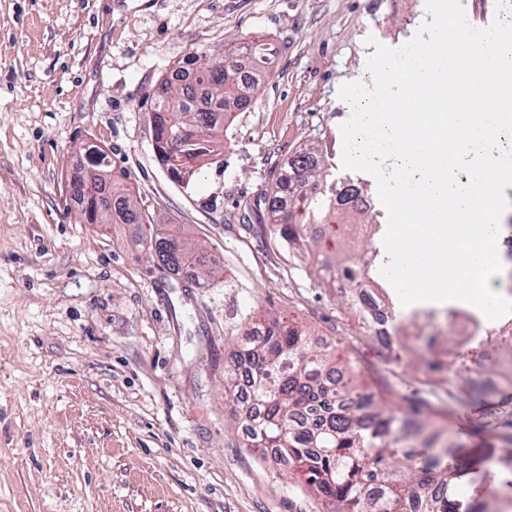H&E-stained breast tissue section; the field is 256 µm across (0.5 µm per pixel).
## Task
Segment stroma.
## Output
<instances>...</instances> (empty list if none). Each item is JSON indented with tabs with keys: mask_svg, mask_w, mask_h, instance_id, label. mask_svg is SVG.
I'll use <instances>...</instances> for the list:
<instances>
[{
	"mask_svg": "<svg viewBox=\"0 0 512 512\" xmlns=\"http://www.w3.org/2000/svg\"><path fill=\"white\" fill-rule=\"evenodd\" d=\"M425 18V0H0V512H325L224 404L257 315L302 321L364 382L427 397L420 337L387 370L348 298L267 222L273 177L310 144L328 186L357 184L386 224L375 179L342 166L339 90L371 83L368 38L400 47ZM246 40L276 57L220 162L181 184L155 155L151 98L194 55ZM94 146L223 283L154 269L137 225L86 222L70 184ZM445 428L460 459H499L512 404L460 402L420 434Z\"/></svg>",
	"mask_w": 512,
	"mask_h": 512,
	"instance_id": "obj_1",
	"label": "stroma"
}]
</instances>
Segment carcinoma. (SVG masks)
<instances>
[{"mask_svg": "<svg viewBox=\"0 0 512 512\" xmlns=\"http://www.w3.org/2000/svg\"><path fill=\"white\" fill-rule=\"evenodd\" d=\"M247 60L250 83L240 80L234 64L212 63L198 55L189 61L194 79L208 100L223 112L246 107L259 85V72L276 54L266 42L247 41L234 51ZM156 120L168 125L171 152L184 159L208 145L224 140V121L191 104L177 109L173 99L158 95L152 102ZM109 154L89 152V167L104 172L94 188L102 195L94 218L98 224H145L140 244L160 257L158 270L175 271L189 264L198 273L214 274L215 262L207 251L164 232L150 220L136 196L105 164ZM325 168L321 155L310 148L297 152L271 183L270 214L274 231L292 246L305 225L336 215V199L320 188ZM265 335L239 352L250 360L249 390L242 392L234 369L227 371L224 400L248 409L242 428L249 446L271 448L288 459L304 483L330 512H501L495 499L465 492L460 470L448 461V449L437 453L403 444L399 437L404 417L435 413L423 399L400 407L380 401L369 410L347 407L330 417L322 415L342 393H363L359 373L347 363L333 360L330 347L311 340L304 330L277 317L264 322ZM512 490V454L475 470Z\"/></svg>", "mask_w": 512, "mask_h": 512, "instance_id": "carcinoma-1", "label": "carcinoma"}]
</instances>
